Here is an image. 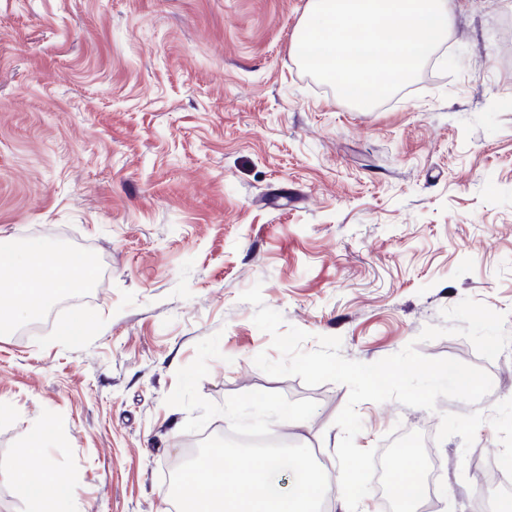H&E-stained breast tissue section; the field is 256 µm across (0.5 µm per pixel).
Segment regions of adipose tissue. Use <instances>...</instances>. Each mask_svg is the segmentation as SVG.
Wrapping results in <instances>:
<instances>
[{"label":"adipose tissue","mask_w":512,"mask_h":512,"mask_svg":"<svg viewBox=\"0 0 512 512\" xmlns=\"http://www.w3.org/2000/svg\"><path fill=\"white\" fill-rule=\"evenodd\" d=\"M60 268L57 251L43 240L28 241L20 248L0 247V269L12 275L10 285L0 290L1 331L8 329L12 320L41 313L46 290L61 278ZM10 480L16 495L31 504V512H68L77 495L70 483L56 475L40 444L34 441L19 449ZM392 480L403 494V512H418L426 487L413 453L404 452Z\"/></svg>","instance_id":"adipose-tissue-1"}]
</instances>
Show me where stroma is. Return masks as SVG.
<instances>
[{
	"instance_id": "35a3bbf8",
	"label": "stroma",
	"mask_w": 512,
	"mask_h": 512,
	"mask_svg": "<svg viewBox=\"0 0 512 512\" xmlns=\"http://www.w3.org/2000/svg\"><path fill=\"white\" fill-rule=\"evenodd\" d=\"M312 0H0V243L45 239L88 264L90 298L0 335V512H30L7 472L35 429L72 512H166L164 467L188 417L166 405L199 341L200 394L278 392L317 409L271 431L338 469L349 389L272 377L279 354L241 294L373 363L415 344L487 371L478 403L356 411L363 449L429 433L434 512L490 495L477 459L512 454V345L422 342L471 298L512 334V0H449L436 57L361 110L304 74ZM85 336H59L75 311Z\"/></svg>"
}]
</instances>
